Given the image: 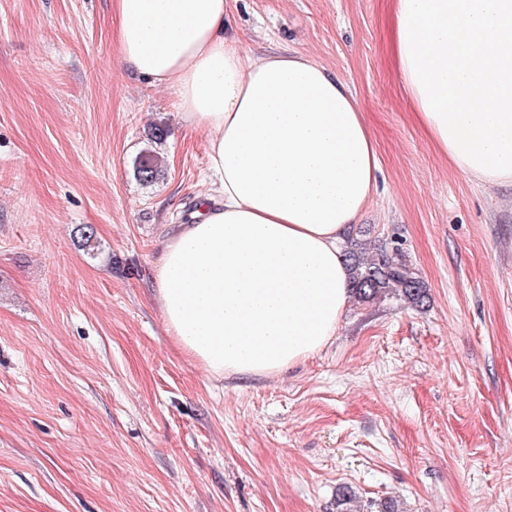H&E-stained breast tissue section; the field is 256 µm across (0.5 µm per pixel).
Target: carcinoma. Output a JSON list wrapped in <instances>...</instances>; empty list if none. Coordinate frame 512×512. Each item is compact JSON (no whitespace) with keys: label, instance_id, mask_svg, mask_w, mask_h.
I'll return each mask as SVG.
<instances>
[{"label":"carcinoma","instance_id":"carcinoma-1","mask_svg":"<svg viewBox=\"0 0 512 512\" xmlns=\"http://www.w3.org/2000/svg\"><path fill=\"white\" fill-rule=\"evenodd\" d=\"M160 167L159 156L148 151L137 159L135 174L143 184H152ZM77 232L78 246L89 258H96L99 254V243L94 228L84 225L78 228ZM343 255L351 271V293L357 299L367 302L382 296H390L403 299L415 307L423 305L427 297L426 288L406 261L399 246H382L375 255L365 259L359 255L355 244L350 240ZM336 512H359L356 496L350 487L342 486L338 489Z\"/></svg>","mask_w":512,"mask_h":512}]
</instances>
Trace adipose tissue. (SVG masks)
Wrapping results in <instances>:
<instances>
[{"mask_svg":"<svg viewBox=\"0 0 512 512\" xmlns=\"http://www.w3.org/2000/svg\"><path fill=\"white\" fill-rule=\"evenodd\" d=\"M130 71L171 87L209 136L215 186L162 245L166 329L217 377H269L321 350L351 300L340 249L376 190L378 151L348 84L304 53L253 58L231 0H117ZM394 52L438 150L512 181V0H394Z\"/></svg>","mask_w":512,"mask_h":512,"instance_id":"1","label":"adipose tissue"}]
</instances>
